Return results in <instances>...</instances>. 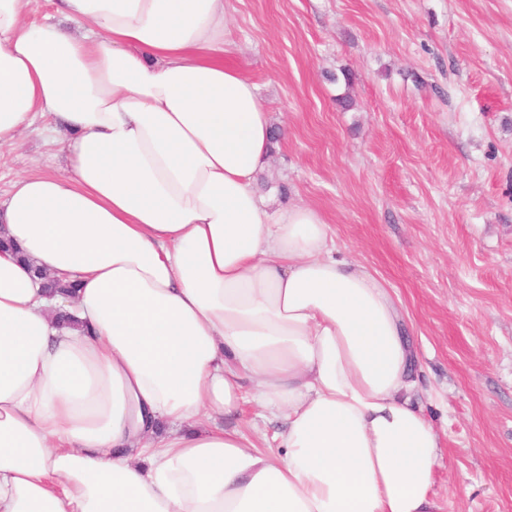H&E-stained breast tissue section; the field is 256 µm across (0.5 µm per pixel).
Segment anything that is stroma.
I'll return each mask as SVG.
<instances>
[{
    "label": "stroma",
    "mask_w": 512,
    "mask_h": 512,
    "mask_svg": "<svg viewBox=\"0 0 512 512\" xmlns=\"http://www.w3.org/2000/svg\"><path fill=\"white\" fill-rule=\"evenodd\" d=\"M225 23L279 135L270 209L320 211L399 300L436 512H512V0H226ZM39 171L67 173L62 143L0 145V200Z\"/></svg>",
    "instance_id": "35a3bbf8"
}]
</instances>
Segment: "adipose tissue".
<instances>
[{
	"mask_svg": "<svg viewBox=\"0 0 512 512\" xmlns=\"http://www.w3.org/2000/svg\"><path fill=\"white\" fill-rule=\"evenodd\" d=\"M0 0V512H434L441 439L385 282L257 193L273 130L224 0ZM78 282L48 294L35 271ZM282 422L263 449L225 417ZM66 174L67 153L62 143H48L39 130L0 145V200H4L15 178L31 172Z\"/></svg>",
	"mask_w": 512,
	"mask_h": 512,
	"instance_id": "1",
	"label": "adipose tissue"
}]
</instances>
